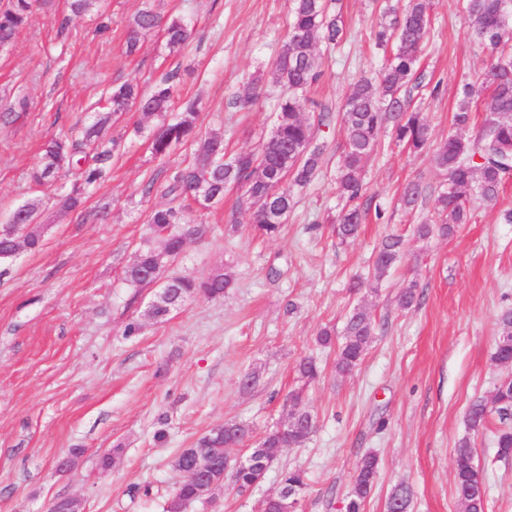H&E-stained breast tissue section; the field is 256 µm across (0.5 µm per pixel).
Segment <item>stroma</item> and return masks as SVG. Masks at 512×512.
Here are the masks:
<instances>
[{"mask_svg": "<svg viewBox=\"0 0 512 512\" xmlns=\"http://www.w3.org/2000/svg\"><path fill=\"white\" fill-rule=\"evenodd\" d=\"M396 0H341L344 41L320 55L329 77L302 103H339L360 78L373 77L388 52L374 32L390 22ZM464 0H432L431 29L420 50L414 108L424 113L432 146L448 137L474 138L484 123L476 112L461 128L454 113L465 84L481 87L493 52L476 38ZM112 17L96 32L91 15L69 16L67 0H47L15 43L0 51V224L31 198L42 201L47 228L39 250L0 263V512H48L57 495L77 498L82 512H163L183 476L173 466L180 449L228 420L248 423L254 437L283 424L286 397L299 388L294 372L307 355L323 368L303 391L317 429L299 448H283L262 483L249 493L232 484L215 500L187 512H259L278 492L289 467L306 471L305 512H340L362 455L376 454L379 471L364 512H385L389 494L411 487V512H458L453 448L466 433L464 413L486 395L507 367L493 359L498 319L512 308V177L496 202L475 201L470 223L448 236L421 238L417 224L433 217V201L416 209L400 202L404 185L421 180L436 190L440 176L430 153H415L390 129L378 135L364 180L388 223L363 224L342 240L335 219L339 123L320 128L331 148L319 176L296 189L297 204L278 237L250 230V215L236 209L239 189L202 209L184 205L188 220L209 225L202 240L187 241L168 275L203 279L229 271L234 285L223 300L197 297L169 320L145 319L153 288H132L123 273L148 236L147 219L169 206L148 182L164 183L188 163L185 145L154 158L148 144L157 119L129 112L114 118L117 144L109 178L76 210L55 197L72 175L38 186L30 172L52 138L80 137L94 104L112 87L134 79L150 90L168 71L178 73V101L200 102L199 133L224 136L227 154L254 151L272 129L281 93L267 72L285 35L290 0H103ZM195 28L188 48L170 52L158 33L134 55L123 48L130 19L145 6ZM261 96L237 105L249 87ZM27 111L3 119L19 97ZM390 233L405 239V253L383 278L372 254ZM415 287L408 309L397 297ZM370 310L379 329L352 376L337 377L335 352L316 342L321 328L342 330L353 308ZM138 320L136 335H125ZM259 376L244 390L245 372ZM164 440H156L157 432ZM475 461L484 470L488 512H512V460L497 458L493 432L475 437ZM120 448L111 469L99 456ZM72 457L70 470L56 468ZM147 496H131L137 485Z\"/></svg>", "mask_w": 512, "mask_h": 512, "instance_id": "35a3bbf8", "label": "stroma"}]
</instances>
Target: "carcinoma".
I'll use <instances>...</instances> for the list:
<instances>
[{"mask_svg":"<svg viewBox=\"0 0 512 512\" xmlns=\"http://www.w3.org/2000/svg\"><path fill=\"white\" fill-rule=\"evenodd\" d=\"M36 2L38 0H0V50L8 49L17 34L29 24ZM466 11L475 34L499 51L485 72V83L491 93L484 102V130L475 141L450 136L436 149L433 161L445 184L434 200L438 222L417 225V234L421 237L435 232L450 235L455 225L469 221L472 198L496 201L503 179L512 175V54L501 51V47L512 42V6L508 0H466ZM392 12L397 14L394 22L379 26L375 32L378 45H395L393 55L379 73L378 84L360 79L338 106L314 104V110L319 112L318 125H326L331 112L337 111L345 132L336 172L337 192L345 201L336 220V232L345 240L358 234L370 210H375L377 220L385 219V211L378 205L372 206L374 197L367 195L363 180L364 168L375 150L380 130L392 127L395 139L414 152H422L430 145L427 121L423 113L410 107L407 91L416 72L420 45L430 29V0H405ZM285 27L284 44L271 65V75L273 83L288 89V95L277 99L275 126L258 151L240 152L227 159L224 145L216 143L215 137L197 141L199 111L195 99L183 103L176 120L166 121V114L174 104L176 74L171 73L148 95L132 82L112 89L98 104L93 121L84 128L81 139L70 143L51 139L46 143L41 164L32 172V180L45 185L54 180L59 171L76 169L77 183L63 204L69 210L78 207L86 190L108 178V161L112 157L109 150L90 155L85 148L100 140L112 118L136 106L145 115L161 119L150 142L154 157L163 159L178 145L197 144L192 160L160 185L163 195L174 200L189 198L206 208L223 200L228 188L237 187L242 190L239 206L250 213L252 230L266 237L277 236L295 206L293 188L305 187L316 178L321 157L328 149V142L316 139L313 123L300 117L298 95L326 75L315 52L316 44L336 45L345 34L335 0H292ZM155 29L162 31L172 52L185 46L191 37L183 19L165 21L152 8L146 7L129 21L126 53H136L143 36ZM478 94L474 87L464 86L463 98L454 115L457 126L470 124L472 100ZM425 193L422 182L412 181L404 187L401 202L413 209L425 198ZM38 210L39 202L34 200L12 211L8 224L0 228V254L40 249L43 239L41 227L36 224ZM148 224L152 240L138 249L135 262L125 270V280L135 288L155 285L170 289L171 308L155 309L148 313L150 319L166 320L172 310L197 295L211 300L224 297L233 286V278L226 272L201 281L189 277L166 280L161 277L166 263L176 260L183 252L184 235L201 238L208 231L206 225L186 223L182 210L174 206L154 209L148 216ZM403 249L401 237L393 234L385 237L374 254L376 278H381L395 265ZM499 322L502 332L496 339L493 358L507 365L512 362V310L505 311ZM375 335L373 315L364 308H357L347 318L341 340H336L333 330L323 328L318 333L317 343L336 347V374L346 376L361 364ZM296 371L306 384L319 376L316 361L310 356L298 362ZM288 401L290 412L285 423L267 432L249 449L254 469L236 472L233 484L239 490H249L262 482L265 477L262 464L272 449L298 447L314 433L316 417L306 408L303 390L291 392ZM464 422L467 434L454 448V491L460 512H486V486L483 469L475 461L474 438L497 423L494 438L498 457L505 461L512 458V379L500 378L488 396L473 400ZM252 433L249 424L231 420L200 437L193 447L223 448L227 443L239 446L249 440ZM378 467V457L372 453L359 459L353 484L343 502L344 512H364ZM307 488L302 469L285 470L281 473L278 493L265 498L262 508L265 512H284L283 492L288 490L303 499ZM199 499L197 487L184 480L168 502L166 512H179L183 503L191 504ZM410 503L409 487L400 485L389 495L386 508L408 512Z\"/></svg>","mask_w":512,"mask_h":512,"instance_id":"cac0c4a2","label":"carcinoma"}]
</instances>
